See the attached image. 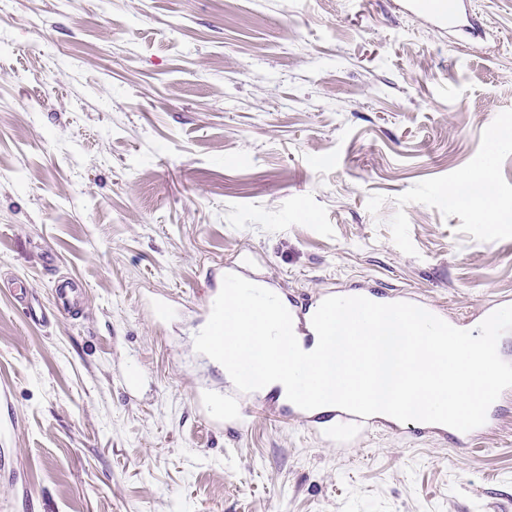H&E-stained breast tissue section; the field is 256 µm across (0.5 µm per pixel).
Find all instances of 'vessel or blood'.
<instances>
[{"label":"vessel or blood","instance_id":"1","mask_svg":"<svg viewBox=\"0 0 512 512\" xmlns=\"http://www.w3.org/2000/svg\"><path fill=\"white\" fill-rule=\"evenodd\" d=\"M414 9L424 11L433 18L439 20L456 21L461 14L464 0H407ZM12 291L17 300L23 304L26 314L39 325L48 321V315L43 310L37 309L29 303L28 285L25 282L15 280L11 283ZM333 289L327 288L319 291L314 297L301 301L286 300L285 305L292 317L293 331L297 341L303 347H310L315 336L312 326V317L322 301L333 296ZM291 413L302 422L310 424L319 439L329 445L344 447L356 438L361 437L370 429L377 426H386L398 432H405L403 422L385 414H375L369 417H361L336 406H323L313 410H303L298 406H291ZM418 434L440 437H451L460 446L468 445L475 437L474 432H462L454 428L423 423L417 429ZM11 435L9 425L0 426V477L6 479L15 490L20 491L22 501L31 498L29 489L24 479L23 470L14 468L10 460V450L7 442Z\"/></svg>","mask_w":512,"mask_h":512}]
</instances>
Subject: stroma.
Here are the masks:
<instances>
[{
  "label": "stroma",
  "mask_w": 512,
  "mask_h": 512,
  "mask_svg": "<svg viewBox=\"0 0 512 512\" xmlns=\"http://www.w3.org/2000/svg\"><path fill=\"white\" fill-rule=\"evenodd\" d=\"M471 16L0 0V417L32 493L0 480V512H512V395L465 448L376 428L338 450L264 400L221 428L197 407L232 387L194 339L237 253L295 296L512 300V0ZM484 169L496 224L448 194ZM58 273L83 316L34 324L7 281L48 308Z\"/></svg>",
  "instance_id": "1"
}]
</instances>
